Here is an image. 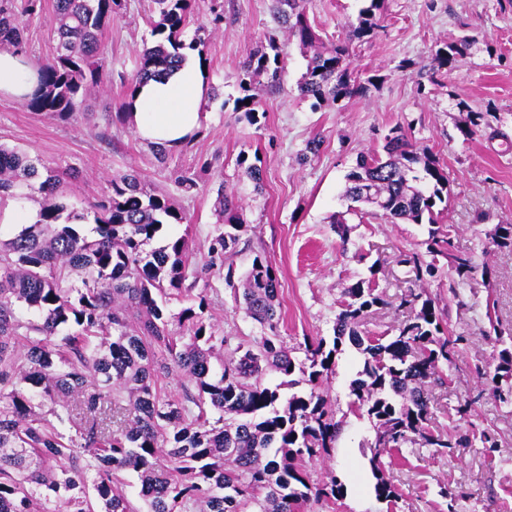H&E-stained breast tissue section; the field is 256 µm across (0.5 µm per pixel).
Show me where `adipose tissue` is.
<instances>
[{
    "label": "adipose tissue",
    "instance_id": "obj_1",
    "mask_svg": "<svg viewBox=\"0 0 512 512\" xmlns=\"http://www.w3.org/2000/svg\"><path fill=\"white\" fill-rule=\"evenodd\" d=\"M36 86L29 60L0 51V95L23 99ZM208 92L207 72L194 60L172 74L143 83L127 119L144 142L168 149L179 147L201 127L202 106Z\"/></svg>",
    "mask_w": 512,
    "mask_h": 512
}]
</instances>
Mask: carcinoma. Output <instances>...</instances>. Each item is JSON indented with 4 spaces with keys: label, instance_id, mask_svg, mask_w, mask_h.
<instances>
[{
    "label": "carcinoma",
    "instance_id": "1",
    "mask_svg": "<svg viewBox=\"0 0 512 512\" xmlns=\"http://www.w3.org/2000/svg\"><path fill=\"white\" fill-rule=\"evenodd\" d=\"M43 0H0V50L27 53V22ZM277 27L266 47L241 65L234 110L253 125L265 114L253 94L264 77L276 89L285 73L281 35L312 50L299 95L315 110L365 95L375 85L352 69L354 42L371 41L382 28L385 0H364L346 38L320 48L321 36L308 17L309 0H272ZM58 18L55 55L37 61V89L25 105L32 112L67 118L88 94L112 82L101 37L126 8L124 0H54ZM196 0H151L145 21L153 37L138 55L130 93L137 84L181 67L183 50L203 54L211 31L205 25L184 39ZM473 37L463 35L432 56L433 75L445 74L466 55ZM250 103H245V100ZM387 158L362 155L347 174L345 197L369 205L390 224H427L425 251L401 255L416 278L433 274L426 257L448 258V293L488 264L471 252L453 251L452 230L439 224L448 209V173L430 148L414 146L399 126L384 136ZM61 173L16 148L0 146V206L24 187L40 194L41 220L0 238V512H138L120 475L137 474L144 512H300L344 496L338 477L317 485L309 465L330 456L341 422L327 407L322 386L335 373L336 356L348 341L363 355L360 378L351 384L352 405L376 427L369 465L376 498H398L386 477L382 456L390 448H473L492 442L471 426L448 433L430 427L427 387L453 382L452 366L463 336L449 334L436 301L410 289L399 306L415 310L393 336L362 331L366 315L389 305L370 277L345 289L331 341L304 340L293 348L278 333L279 280L262 256L236 288L226 265L245 230L237 197L216 190L220 224L200 265L190 262L186 236L146 250L165 224H182L175 198L142 186L136 174L112 180L109 192L84 214L92 235L63 224L73 204ZM491 243L512 252V224H497ZM224 277L236 308L257 322L261 336L231 346L207 322V294L195 292L204 275ZM185 303L176 314L168 305ZM32 313L35 318L25 317ZM304 353L296 361L295 350ZM217 360L220 374L213 373ZM282 376L264 383L268 370ZM177 373L183 396L170 399L161 379ZM492 384L501 405H512V345L499 350L494 372L477 369ZM306 390L283 397L281 389ZM52 405L58 421L73 424L65 437L35 410L34 395Z\"/></svg>",
    "mask_w": 512,
    "mask_h": 512
}]
</instances>
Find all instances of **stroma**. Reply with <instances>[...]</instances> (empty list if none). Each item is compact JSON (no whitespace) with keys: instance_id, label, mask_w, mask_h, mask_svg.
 I'll return each mask as SVG.
<instances>
[{"instance_id":"35a3bbf8","label":"stroma","mask_w":512,"mask_h":512,"mask_svg":"<svg viewBox=\"0 0 512 512\" xmlns=\"http://www.w3.org/2000/svg\"><path fill=\"white\" fill-rule=\"evenodd\" d=\"M223 3L224 22L203 54L216 96L206 100L194 140L168 150L164 160H157L129 122L115 117L136 74L137 55L151 40L143 22L148 0H127L125 14L103 37L112 66L110 84L87 98L67 121L28 111L23 102L0 96V143L24 150L55 170L77 169L80 177L71 191L82 209L108 191L112 178L128 173L139 175L147 189L176 194L187 221L164 226L153 243L188 236L197 263L215 231L214 182L223 178L226 189L239 198L249 226L231 258L233 269L244 274L258 255L273 265L279 279V334L293 347L307 337L331 338L345 288L368 276L375 278L388 304L372 312L366 331L388 334L406 318L395 304L414 287V275L397 265L395 257L426 240V225L388 224L366 212L348 213L344 197L346 176L357 158L381 151L388 129L403 126L413 142L430 147L448 173L445 221L456 227V250L482 254L493 270L491 279L472 281L458 301L448 293L446 260H439L435 277L423 283L439 307L449 309L453 334L468 339L452 369L453 384L431 392L433 423L447 430L456 407L478 396L460 426L486 429L498 445L448 454L432 448L386 453L385 474L400 498L394 505L378 500L367 460L373 424L350 409L351 383L363 357L347 344L326 383L343 427L333 455L313 463L312 477L320 483L333 475L344 481V497L331 512H448L438 494L443 485L465 491L460 512H512V409L499 406L489 384L474 374L475 365L497 363L498 350L486 338L487 299L496 300L500 322L512 328V254L491 248L487 239L496 224L512 222V12L501 11L499 0H385L382 30L370 42L353 46L357 74L377 76L376 86L365 96L318 111L297 90L306 66L300 48L282 41L286 70L280 90L254 89L266 113L258 127L235 111L234 100L242 62L274 26L271 0ZM361 6V0H311L308 15L324 40L336 42L344 39ZM56 25L53 2L45 0L26 31L30 59L55 54ZM466 32L477 35V42L448 74L431 79L435 49ZM472 112L487 113L489 124L467 139L460 128ZM494 129L499 137H491ZM314 138L323 141L320 153L303 159ZM242 154L259 157L261 185H254L238 166ZM185 174L197 183L190 196L179 195L176 185L177 177ZM335 213L346 217V238H339L330 224ZM206 293L218 333L235 343L260 336L256 323L234 311L223 279H207Z\"/></svg>"}]
</instances>
